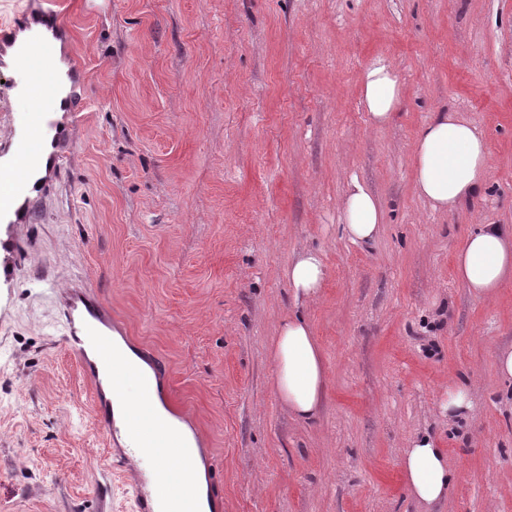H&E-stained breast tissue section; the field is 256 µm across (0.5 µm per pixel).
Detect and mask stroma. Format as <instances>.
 Returning a JSON list of instances; mask_svg holds the SVG:
<instances>
[{"label": "stroma", "instance_id": "1", "mask_svg": "<svg viewBox=\"0 0 512 512\" xmlns=\"http://www.w3.org/2000/svg\"><path fill=\"white\" fill-rule=\"evenodd\" d=\"M66 23L86 104L0 283V512H132L138 465L61 338L77 282L163 365L224 512H512V382L496 368L512 278L481 301L454 273L468 233L512 227V0H66ZM377 58L403 86L382 127L358 83ZM440 112L490 151L483 198L451 213L415 185L413 143ZM355 179L383 211L368 246L339 220ZM303 249L326 266L308 304L282 276ZM296 312L327 372L310 421L274 388L270 345ZM457 382L474 411L451 419ZM424 434L455 473L431 507L400 471Z\"/></svg>", "mask_w": 512, "mask_h": 512}]
</instances>
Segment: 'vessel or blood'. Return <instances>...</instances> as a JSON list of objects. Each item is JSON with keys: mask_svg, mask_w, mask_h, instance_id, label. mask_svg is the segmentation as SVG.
Instances as JSON below:
<instances>
[{"mask_svg": "<svg viewBox=\"0 0 512 512\" xmlns=\"http://www.w3.org/2000/svg\"><path fill=\"white\" fill-rule=\"evenodd\" d=\"M39 10L29 19L15 16L0 25V68L12 70L22 77L31 114L26 132L16 136L13 129L0 131V149L12 151L17 168H0V222L22 223L29 219L35 207L27 192L23 168L44 163L46 173L60 169L63 157L59 152H42L41 131L56 110L80 111L84 100L83 73L76 61H69L67 71H59L57 43L66 34L59 0H38ZM44 27L45 37L34 48L16 44L15 31L23 27ZM63 337L68 349L75 354L84 375L93 384L95 412L106 433H115L112 414V395L121 394L123 387L139 378V371L113 368L112 323L101 305L93 300L82 285H74L63 300ZM126 423L135 440H148L157 463L151 490L136 487L134 512H157L158 507L170 512H195L196 503L177 472L167 463L166 454L173 439L166 433L148 428L141 412H127Z\"/></svg>", "mask_w": 512, "mask_h": 512, "instance_id": "b4317fda", "label": "vessel or blood"}]
</instances>
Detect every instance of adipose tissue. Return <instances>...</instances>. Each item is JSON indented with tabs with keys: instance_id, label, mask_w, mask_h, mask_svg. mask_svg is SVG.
I'll return each mask as SVG.
<instances>
[{
	"instance_id": "1",
	"label": "adipose tissue",
	"mask_w": 512,
	"mask_h": 512,
	"mask_svg": "<svg viewBox=\"0 0 512 512\" xmlns=\"http://www.w3.org/2000/svg\"><path fill=\"white\" fill-rule=\"evenodd\" d=\"M362 103L379 124L395 115L402 87L397 71L387 60L372 61L360 77ZM414 154L416 187L433 208L453 211L474 201L483 191L489 170V151L483 136L455 112H444L419 133ZM382 208L359 181H352L341 222L354 243L370 244L378 234ZM459 280L476 298H493L512 274V229L486 224L470 234L455 257ZM296 300L317 298L325 278L319 251L308 249L283 271ZM274 385L281 401L295 415L314 418L325 389V369L308 323L299 316L281 321L272 342ZM409 496L431 506L443 501L454 479L448 456L430 436L412 440L402 460Z\"/></svg>"
}]
</instances>
